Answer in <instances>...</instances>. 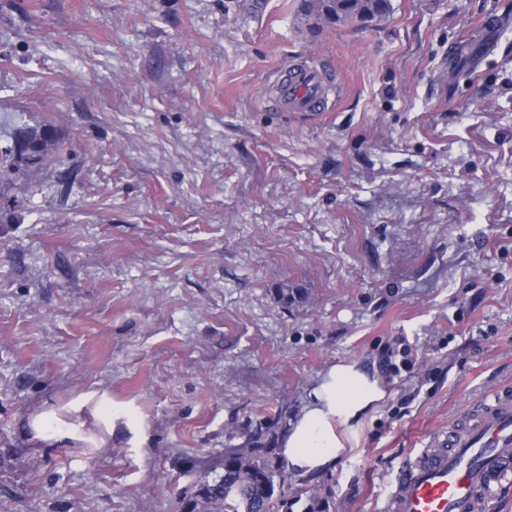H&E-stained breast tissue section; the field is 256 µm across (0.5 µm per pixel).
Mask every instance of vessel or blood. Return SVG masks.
<instances>
[{"label":"vessel or blood","instance_id":"1","mask_svg":"<svg viewBox=\"0 0 512 512\" xmlns=\"http://www.w3.org/2000/svg\"><path fill=\"white\" fill-rule=\"evenodd\" d=\"M272 102L320 119L340 87L328 63L290 61L275 76ZM512 487V391L498 389L470 421L449 423L392 474L381 512H489Z\"/></svg>","mask_w":512,"mask_h":512}]
</instances>
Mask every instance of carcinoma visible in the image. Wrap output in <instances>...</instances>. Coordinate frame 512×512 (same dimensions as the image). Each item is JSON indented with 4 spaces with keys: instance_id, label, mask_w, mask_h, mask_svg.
Masks as SVG:
<instances>
[{
    "instance_id": "obj_1",
    "label": "carcinoma",
    "mask_w": 512,
    "mask_h": 512,
    "mask_svg": "<svg viewBox=\"0 0 512 512\" xmlns=\"http://www.w3.org/2000/svg\"><path fill=\"white\" fill-rule=\"evenodd\" d=\"M389 10L390 0H301L298 20L307 30L321 29L382 19ZM56 143L47 130L31 129L23 131L20 149L36 167L46 163ZM287 413L288 408H280L244 446L224 449L223 472L213 479L192 512H283L288 502L281 489L288 482V470L274 466V461L281 460L274 427Z\"/></svg>"
}]
</instances>
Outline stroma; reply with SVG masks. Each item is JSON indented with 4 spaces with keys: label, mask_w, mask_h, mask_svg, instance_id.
Returning a JSON list of instances; mask_svg holds the SVG:
<instances>
[{
    "label": "stroma",
    "mask_w": 512,
    "mask_h": 512,
    "mask_svg": "<svg viewBox=\"0 0 512 512\" xmlns=\"http://www.w3.org/2000/svg\"><path fill=\"white\" fill-rule=\"evenodd\" d=\"M297 6L0 0V148L59 142L0 178L6 512H181L354 359L386 397L288 509L315 486L380 512L410 452L512 387V0H391L314 35ZM292 60L332 64L325 119L270 104ZM91 392L113 429L69 412ZM47 409L83 440L36 438ZM21 153L33 166H43L56 146L57 139L45 129L22 131Z\"/></svg>",
    "instance_id": "stroma-1"
}]
</instances>
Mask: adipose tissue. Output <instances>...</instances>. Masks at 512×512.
<instances>
[{
	"mask_svg": "<svg viewBox=\"0 0 512 512\" xmlns=\"http://www.w3.org/2000/svg\"><path fill=\"white\" fill-rule=\"evenodd\" d=\"M386 396L377 374L356 360L320 373L309 402L280 440L289 472L308 476L331 467L346 451L338 431L359 422Z\"/></svg>",
	"mask_w": 512,
	"mask_h": 512,
	"instance_id": "1",
	"label": "adipose tissue"
}]
</instances>
